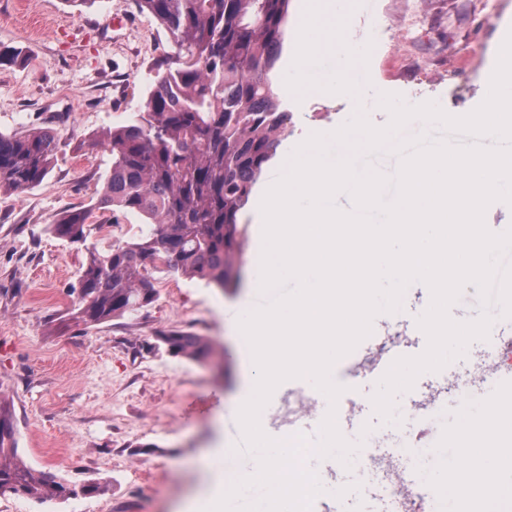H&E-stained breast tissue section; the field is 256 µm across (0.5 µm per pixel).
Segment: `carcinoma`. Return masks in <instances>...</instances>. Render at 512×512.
<instances>
[{
  "label": "carcinoma",
  "mask_w": 512,
  "mask_h": 512,
  "mask_svg": "<svg viewBox=\"0 0 512 512\" xmlns=\"http://www.w3.org/2000/svg\"><path fill=\"white\" fill-rule=\"evenodd\" d=\"M291 0H136L175 47L160 65L136 118L103 129L112 168L90 209L50 224V231L84 247L73 318L99 324L150 304L154 274L233 288L234 258L244 235L239 217L264 166L282 149L288 111L270 77L288 41ZM58 143L49 130L0 133V192L43 183ZM134 214L147 230L106 251L92 243L95 212ZM160 342L174 356L208 358L211 341L171 330ZM107 484L79 487L28 464L18 452L16 425L0 395V496L43 504L101 495Z\"/></svg>",
  "instance_id": "carcinoma-1"
}]
</instances>
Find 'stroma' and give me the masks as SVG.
Masks as SVG:
<instances>
[{
    "label": "stroma",
    "instance_id": "1",
    "mask_svg": "<svg viewBox=\"0 0 512 512\" xmlns=\"http://www.w3.org/2000/svg\"><path fill=\"white\" fill-rule=\"evenodd\" d=\"M474 0H376L358 13L350 41L370 38L369 79L351 101L294 102L287 75L293 47L279 62L277 91L293 119L284 155L256 189L271 186L287 158L318 128L337 129L351 113L384 123L381 94L404 103H436L464 116L486 98L502 33L512 28V0H498V25L472 22ZM421 18L415 48L392 51L403 17ZM0 46L20 57L0 66V132L53 131L59 149L44 182L23 193H0V396L10 403L18 448L34 468L82 485L107 482L100 496L38 504L0 496V512H197L224 491L227 416L248 399L252 363L234 354L239 324L227 307L250 300L254 267L239 257L240 282L220 290L184 277L157 275L155 302L87 327L71 311L83 248L49 226L93 204L112 165L95 141L106 127L134 117L158 63L175 48L135 0H0ZM462 72L449 90V62ZM185 329L213 344L209 364L155 349L156 336Z\"/></svg>",
    "mask_w": 512,
    "mask_h": 512
}]
</instances>
